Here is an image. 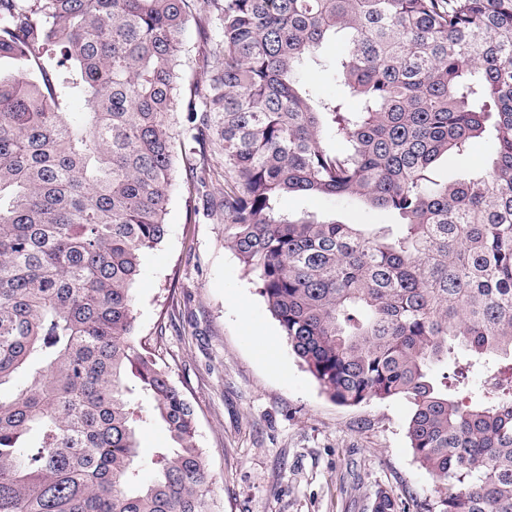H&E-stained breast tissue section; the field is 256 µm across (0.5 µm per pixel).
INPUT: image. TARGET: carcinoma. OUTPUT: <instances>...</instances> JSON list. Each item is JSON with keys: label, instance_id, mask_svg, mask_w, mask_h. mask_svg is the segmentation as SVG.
Masks as SVG:
<instances>
[{"label": "carcinoma", "instance_id": "obj_1", "mask_svg": "<svg viewBox=\"0 0 512 512\" xmlns=\"http://www.w3.org/2000/svg\"><path fill=\"white\" fill-rule=\"evenodd\" d=\"M192 21L213 40L203 92L181 75ZM3 61L0 512H213L195 408L135 343L175 112L224 154V242L323 391L409 402L433 512H512V0H0ZM307 65L341 91L317 95ZM443 157L464 174L437 179ZM290 195L354 196L398 231L284 211ZM490 362L494 395L458 402L448 379ZM153 420L170 447L145 481ZM138 439L141 474L147 478L153 472L152 459L155 458L160 448L169 446L167 432L160 422L153 421L140 429Z\"/></svg>", "mask_w": 512, "mask_h": 512}]
</instances>
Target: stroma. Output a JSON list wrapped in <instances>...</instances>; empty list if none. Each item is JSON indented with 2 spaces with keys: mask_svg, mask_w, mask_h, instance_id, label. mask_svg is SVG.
<instances>
[{
  "mask_svg": "<svg viewBox=\"0 0 512 512\" xmlns=\"http://www.w3.org/2000/svg\"><path fill=\"white\" fill-rule=\"evenodd\" d=\"M173 133L170 232L142 258L136 339L170 367L197 411L214 512H372L380 491L402 512H421L441 484L410 448L409 403L345 406L328 397L224 242L223 154L191 153L184 123ZM283 206L366 231L394 221L349 197L291 196Z\"/></svg>",
  "mask_w": 512,
  "mask_h": 512,
  "instance_id": "1",
  "label": "stroma"
}]
</instances>
